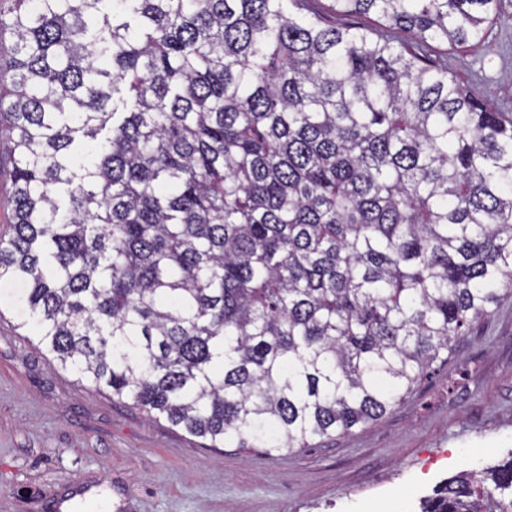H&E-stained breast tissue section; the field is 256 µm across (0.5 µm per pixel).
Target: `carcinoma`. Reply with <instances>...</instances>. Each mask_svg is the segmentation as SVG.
I'll return each instance as SVG.
<instances>
[{
	"mask_svg": "<svg viewBox=\"0 0 512 512\" xmlns=\"http://www.w3.org/2000/svg\"><path fill=\"white\" fill-rule=\"evenodd\" d=\"M307 2L0 11V278L49 361L210 448L373 425L512 294V113L437 55L502 0ZM421 512H512V461ZM11 165L5 160L0 169V234L8 235L13 220L11 204Z\"/></svg>",
	"mask_w": 512,
	"mask_h": 512,
	"instance_id": "carcinoma-1",
	"label": "carcinoma"
}]
</instances>
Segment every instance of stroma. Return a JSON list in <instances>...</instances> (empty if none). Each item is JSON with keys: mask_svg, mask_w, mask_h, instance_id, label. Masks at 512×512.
<instances>
[{"mask_svg": "<svg viewBox=\"0 0 512 512\" xmlns=\"http://www.w3.org/2000/svg\"><path fill=\"white\" fill-rule=\"evenodd\" d=\"M448 72L512 112V0ZM0 279V512H52L84 486L104 512H416L461 472L512 455V296L374 425L299 452L209 448L49 363Z\"/></svg>", "mask_w": 512, "mask_h": 512, "instance_id": "1", "label": "stroma"}]
</instances>
